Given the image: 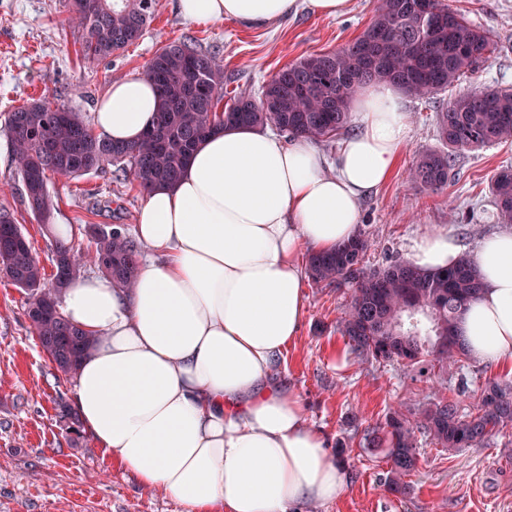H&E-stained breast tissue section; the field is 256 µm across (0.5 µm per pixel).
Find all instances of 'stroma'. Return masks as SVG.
Listing matches in <instances>:
<instances>
[{
    "instance_id": "obj_1",
    "label": "stroma",
    "mask_w": 512,
    "mask_h": 512,
    "mask_svg": "<svg viewBox=\"0 0 512 512\" xmlns=\"http://www.w3.org/2000/svg\"><path fill=\"white\" fill-rule=\"evenodd\" d=\"M177 0H160L143 36L123 51L90 63L82 57V32L70 21L69 0H0V206L14 211L46 273H53L51 240L17 191L19 176L4 133L9 114L44 96L91 117L113 80L144 70L168 41L192 39L218 52L237 91L257 94L282 67L310 54L338 49L367 27L379 0H354L340 19L302 10L263 28L236 21L184 19ZM496 43L478 82L453 87L461 94L479 86L512 88V0H445ZM437 100L406 98L407 142L389 181L361 203L360 228L371 248L370 267L409 258L420 235L445 230L466 253L502 231L494 177L512 168V140L458 154L448 186L431 191L412 185L410 167L440 145ZM54 219L72 226L77 249H89L86 225L132 228L144 193L134 178L118 182L111 169L76 178L51 176ZM306 314L280 370L303 401L307 417L326 439L331 461L350 474L346 494L330 504L309 503L300 512H512V430L480 447L448 451L419 440V461L407 493L385 485L382 452L360 447L366 428L383 423L389 408L421 401L431 384L445 388L462 411L473 410L480 387L511 377L507 371L467 359L439 371L430 363H363L353 358L338 324L351 292L303 281ZM27 294L0 277V512H183L99 448L91 435L70 442L57 417L59 398H72L73 379L54 371L31 335Z\"/></svg>"
}]
</instances>
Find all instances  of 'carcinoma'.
<instances>
[{
	"label": "carcinoma",
	"mask_w": 512,
	"mask_h": 512,
	"mask_svg": "<svg viewBox=\"0 0 512 512\" xmlns=\"http://www.w3.org/2000/svg\"><path fill=\"white\" fill-rule=\"evenodd\" d=\"M419 0H381L373 20L353 42L330 52L306 56L284 66L258 96L239 93L220 108L227 95L224 68L215 55L194 42L164 44L146 66L156 86L160 107L153 128L133 144L114 143L96 134L79 113L44 98L18 107L4 132L13 148L28 209L50 236L53 262L65 273L46 287L45 271L10 210L0 207V249L6 277L29 296L30 333L56 372L73 377L95 342L62 311L66 287L89 264L123 288L132 286L142 256L139 244L120 228L89 232L92 249L82 254L58 239L51 217L50 175L70 178L115 167L129 172L145 191L176 182L194 149L210 133L232 126H274L289 136L330 142L347 130L351 102L369 83H391L406 95L428 99L448 92L464 76L478 77L493 54L488 33L443 0H425L426 19L416 13ZM72 21L82 30L84 58L112 56L141 36L154 20L160 0H70ZM442 147L422 154L410 180L430 190L452 179L458 152L512 140V89L474 88L436 111ZM492 191L498 217L512 224V170L495 177ZM370 244L360 232L331 252L311 254L309 277L316 285L353 291L339 330L352 353L378 364L404 361L415 365L431 358L441 370L467 355L459 321L467 302L482 288L473 260L466 253L455 265L426 272L408 261L369 268ZM59 422L78 442L82 425L71 404L57 403ZM512 429V381L489 380L468 414L442 394L425 396L411 411L391 408L384 424L364 431L360 444L384 453L387 488L406 491V478L416 469L418 435L443 449L486 444Z\"/></svg>",
	"instance_id": "obj_1"
}]
</instances>
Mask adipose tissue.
I'll list each match as a JSON object with an SVG mask.
<instances>
[{
    "label": "adipose tissue",
    "instance_id": "adipose-tissue-1",
    "mask_svg": "<svg viewBox=\"0 0 512 512\" xmlns=\"http://www.w3.org/2000/svg\"><path fill=\"white\" fill-rule=\"evenodd\" d=\"M306 5L338 19L353 0H178L191 21L269 26ZM159 108L144 72L113 81L92 124L133 143ZM354 130L334 158L303 137L227 127L194 151L180 178L147 191L134 233L148 252L133 287L77 279L62 309L96 343L74 377L83 428L147 489L184 512H290L333 503L347 469L332 462L295 393L275 378L298 335L307 251L353 238L363 198L386 182L407 141L404 98L364 85ZM462 248L448 232L414 241L409 260L432 272ZM483 289L460 331L470 357L512 369V230L471 255Z\"/></svg>",
    "mask_w": 512,
    "mask_h": 512
}]
</instances>
